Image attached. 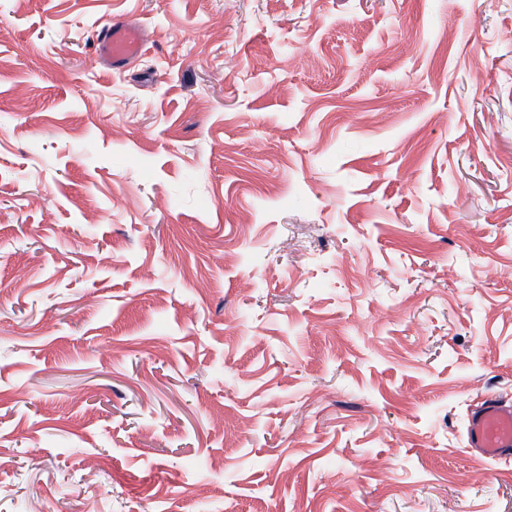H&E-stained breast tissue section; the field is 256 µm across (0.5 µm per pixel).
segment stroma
Here are the masks:
<instances>
[{"label": "stroma", "mask_w": 512, "mask_h": 512, "mask_svg": "<svg viewBox=\"0 0 512 512\" xmlns=\"http://www.w3.org/2000/svg\"><path fill=\"white\" fill-rule=\"evenodd\" d=\"M507 30L0 0V512H512L465 434L512 403ZM99 55L112 68L119 69L141 52L143 35L139 28L113 23L103 27L97 36Z\"/></svg>", "instance_id": "35a3bbf8"}]
</instances>
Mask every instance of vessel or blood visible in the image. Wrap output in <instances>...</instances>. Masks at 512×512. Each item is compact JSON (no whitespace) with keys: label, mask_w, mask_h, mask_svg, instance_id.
<instances>
[{"label":"vessel or blood","mask_w":512,"mask_h":512,"mask_svg":"<svg viewBox=\"0 0 512 512\" xmlns=\"http://www.w3.org/2000/svg\"><path fill=\"white\" fill-rule=\"evenodd\" d=\"M97 42L100 56L118 69L138 57L143 35L139 28L115 23L100 30ZM467 445L491 460L512 458V406L486 397L470 416Z\"/></svg>","instance_id":"1"}]
</instances>
